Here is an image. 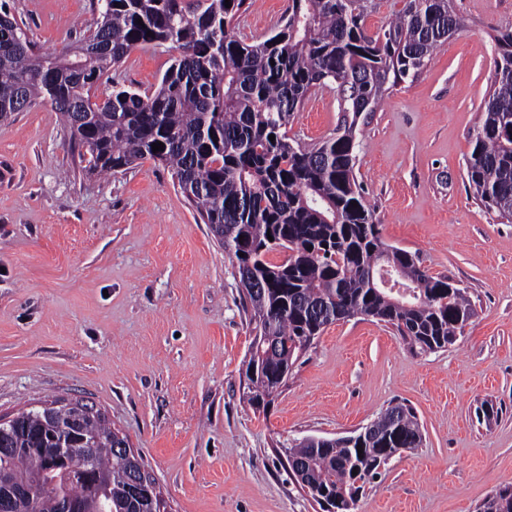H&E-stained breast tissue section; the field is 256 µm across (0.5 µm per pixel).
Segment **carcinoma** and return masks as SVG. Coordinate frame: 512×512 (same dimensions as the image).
<instances>
[{
	"label": "carcinoma",
	"instance_id": "obj_1",
	"mask_svg": "<svg viewBox=\"0 0 512 512\" xmlns=\"http://www.w3.org/2000/svg\"><path fill=\"white\" fill-rule=\"evenodd\" d=\"M230 2L228 8L225 0H105L101 22L79 45L84 54L55 71L57 57L35 52L28 39L15 44L19 26L1 13L0 118L19 111L21 97L41 99L65 116L74 144L89 154V171L114 174L147 158L171 170L235 258L256 329L274 342L272 356L254 348L245 362L243 397L259 411L329 325L371 317L411 347L434 352L453 343L472 317L463 289L430 275L417 254L382 240L355 174L361 107L375 111L392 87L419 74L448 29L460 34L466 24L450 0H405L383 36L373 37L364 26L369 0H289L278 31L248 44L232 33L245 0ZM495 41L493 91L471 133L466 174L476 198L512 223V32ZM148 43L181 51L153 93L116 86L105 98L92 97L94 81ZM324 88L338 90L351 121L315 144L288 139L281 129L311 90ZM158 142L164 150L155 152ZM277 249L286 257L273 264L266 255ZM385 252L401 272L403 301L389 288L370 286L372 263ZM70 417L69 410L48 416L31 409L0 435V448L19 449L13 461L0 460V486L31 492L18 512H56L60 496L82 512H157L153 498L161 492L128 493L142 460L114 448L101 416L83 419L85 451L66 462L58 457L56 449L70 442ZM370 425L349 439H302L285 449L289 471L298 474L302 464L314 490L336 499L337 512H351L363 492L357 481L373 480L378 460L422 442L404 405L387 408ZM480 512H512V486L490 494Z\"/></svg>",
	"mask_w": 512,
	"mask_h": 512
}]
</instances>
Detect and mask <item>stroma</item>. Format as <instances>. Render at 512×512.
Here are the masks:
<instances>
[{
	"label": "stroma",
	"instance_id": "obj_1",
	"mask_svg": "<svg viewBox=\"0 0 512 512\" xmlns=\"http://www.w3.org/2000/svg\"><path fill=\"white\" fill-rule=\"evenodd\" d=\"M452 5L468 29L361 115L355 172L383 241L464 288L475 314L454 343L420 353L373 318L337 322L254 411L242 390L256 329L234 261L164 165L87 172L60 112L39 101L0 122V416L93 405L142 457L169 512H320L285 448L350 435L397 403L413 408L422 442L396 454L352 512H477L512 485V224L466 176L512 0ZM0 7L45 54L82 40L103 10L101 0ZM287 9L246 0L234 33L262 38ZM178 55L137 46L91 92L116 81L153 91ZM340 117L338 92L318 89L285 133L316 143Z\"/></svg>",
	"mask_w": 512,
	"mask_h": 512
}]
</instances>
